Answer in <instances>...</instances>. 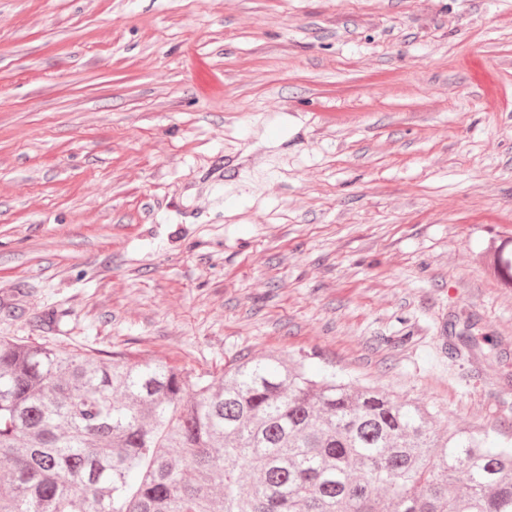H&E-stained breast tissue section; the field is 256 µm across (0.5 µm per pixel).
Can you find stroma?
I'll use <instances>...</instances> for the list:
<instances>
[{
  "label": "stroma",
  "instance_id": "obj_1",
  "mask_svg": "<svg viewBox=\"0 0 512 512\" xmlns=\"http://www.w3.org/2000/svg\"><path fill=\"white\" fill-rule=\"evenodd\" d=\"M510 241L512 0H0V336L510 446Z\"/></svg>",
  "mask_w": 512,
  "mask_h": 512
}]
</instances>
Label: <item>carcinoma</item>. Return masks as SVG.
Wrapping results in <instances>:
<instances>
[{
  "mask_svg": "<svg viewBox=\"0 0 512 512\" xmlns=\"http://www.w3.org/2000/svg\"><path fill=\"white\" fill-rule=\"evenodd\" d=\"M495 271L512 285L502 247ZM0 512H512V448L299 361L0 336Z\"/></svg>",
  "mask_w": 512,
  "mask_h": 512,
  "instance_id": "cac0c4a2",
  "label": "carcinoma"
}]
</instances>
